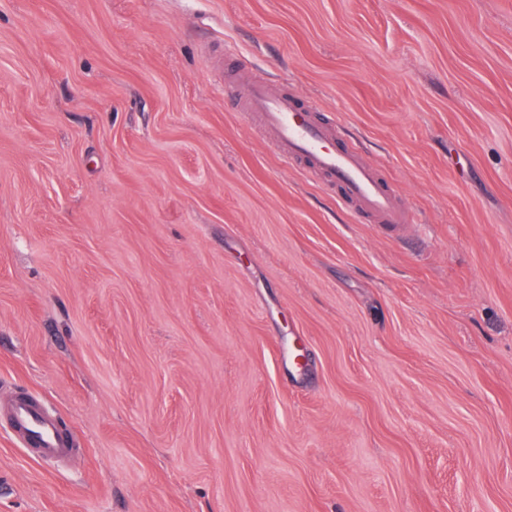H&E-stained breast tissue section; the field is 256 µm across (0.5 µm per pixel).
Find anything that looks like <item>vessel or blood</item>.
<instances>
[{
  "instance_id": "vessel-or-blood-1",
  "label": "vessel or blood",
  "mask_w": 512,
  "mask_h": 512,
  "mask_svg": "<svg viewBox=\"0 0 512 512\" xmlns=\"http://www.w3.org/2000/svg\"><path fill=\"white\" fill-rule=\"evenodd\" d=\"M243 96L284 164L319 179L356 218L395 236L413 225L410 207L402 203L390 180L364 160L356 140L347 137L340 122L318 119L313 105L264 81L247 85ZM0 421L36 460L60 463L79 453L72 432L32 395L20 394L0 403Z\"/></svg>"
}]
</instances>
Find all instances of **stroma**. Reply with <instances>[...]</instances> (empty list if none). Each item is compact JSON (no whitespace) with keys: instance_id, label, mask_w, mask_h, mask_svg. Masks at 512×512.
I'll return each instance as SVG.
<instances>
[{"instance_id":"stroma-1","label":"stroma","mask_w":512,"mask_h":512,"mask_svg":"<svg viewBox=\"0 0 512 512\" xmlns=\"http://www.w3.org/2000/svg\"><path fill=\"white\" fill-rule=\"evenodd\" d=\"M417 216L284 170L218 77ZM299 345L290 373L280 345ZM0 512H512V0H0ZM243 96L282 162L319 179L357 219L378 224L394 236L415 223L396 188L364 160L357 141L347 138L340 122L319 120L313 105L264 81L247 85ZM0 421L34 459L60 463L78 455L73 434L63 428L55 412L44 407L38 398L20 394L1 403Z\"/></svg>"}]
</instances>
